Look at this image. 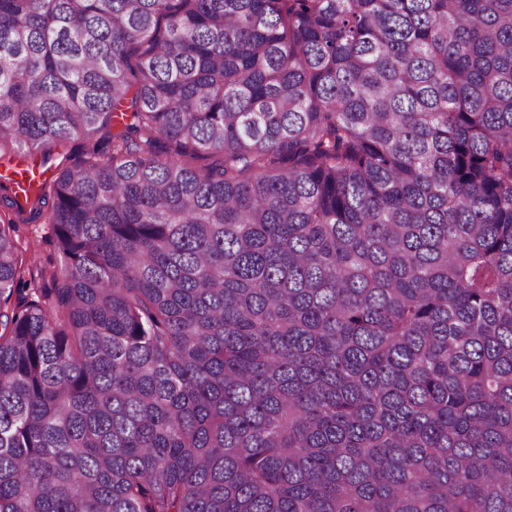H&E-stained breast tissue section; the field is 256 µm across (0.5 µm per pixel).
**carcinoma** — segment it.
Returning <instances> with one entry per match:
<instances>
[{
    "label": "carcinoma",
    "instance_id": "carcinoma-1",
    "mask_svg": "<svg viewBox=\"0 0 512 512\" xmlns=\"http://www.w3.org/2000/svg\"><path fill=\"white\" fill-rule=\"evenodd\" d=\"M74 141L0 512H512V0H0V154Z\"/></svg>",
    "mask_w": 512,
    "mask_h": 512
}]
</instances>
